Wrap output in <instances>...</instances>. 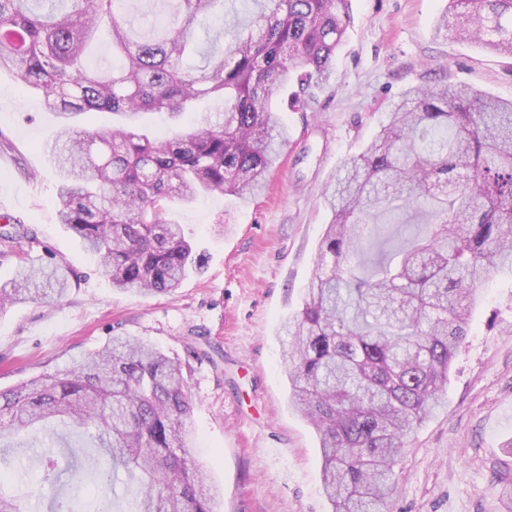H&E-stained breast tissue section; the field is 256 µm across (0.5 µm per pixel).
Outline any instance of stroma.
<instances>
[{
    "instance_id": "35a3bbf8",
    "label": "stroma",
    "mask_w": 512,
    "mask_h": 512,
    "mask_svg": "<svg viewBox=\"0 0 512 512\" xmlns=\"http://www.w3.org/2000/svg\"><path fill=\"white\" fill-rule=\"evenodd\" d=\"M448 0H351L334 73L311 112H286L290 140L265 194L173 205L200 267L167 294L113 288L59 224L49 144L57 127L40 98L0 72V288L18 266L68 273L59 301L0 309V389L69 367L115 336L150 341L179 364L191 392L186 456L220 489L218 512H330L318 437L290 400L282 325L302 308L329 220L323 192L359 154L404 91L466 84L512 99V56L437 35ZM12 240H4V232ZM218 350L199 360L188 341ZM32 435L0 438L9 486L35 484ZM389 512H506L512 480V276L484 284L452 361L446 405L414 430Z\"/></svg>"
}]
</instances>
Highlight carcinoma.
<instances>
[{
    "mask_svg": "<svg viewBox=\"0 0 512 512\" xmlns=\"http://www.w3.org/2000/svg\"><path fill=\"white\" fill-rule=\"evenodd\" d=\"M232 37L213 30L202 53L192 28L224 0H175L149 19L132 0H0V70L39 95L58 128L59 223L97 258L112 287L175 291L198 260L167 213L204 194L250 200L288 144L273 104L308 112L333 73L350 0H252ZM436 33L512 55V0H448ZM106 32L112 67L86 65ZM204 98L224 101L165 137L149 111L179 123ZM119 117L88 131L75 118ZM330 214L302 311L285 325L283 361L296 410L318 435L332 512H388L394 468L415 425L445 403L456 349L480 286L512 273V100L461 84L409 87L323 194ZM395 218L394 232L374 225ZM58 267L24 268L0 307L63 298ZM191 397L180 367L149 342L114 336L69 368L0 391V433L93 430L101 453L67 470L91 473L97 498L57 500L64 470L38 453L24 494L0 484V512H114L118 473L135 482L129 512H215V494L185 457Z\"/></svg>",
    "mask_w": 512,
    "mask_h": 512,
    "instance_id": "carcinoma-1",
    "label": "carcinoma"
}]
</instances>
